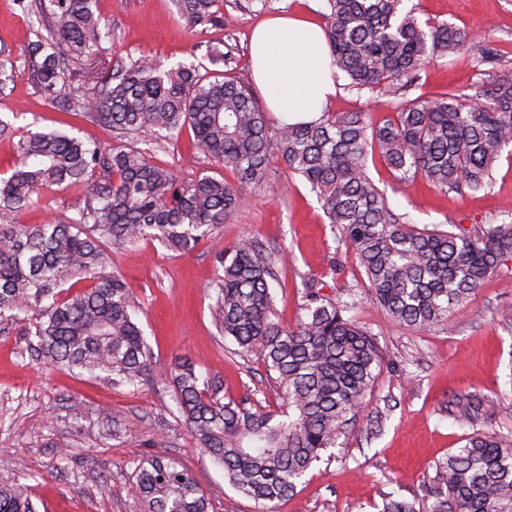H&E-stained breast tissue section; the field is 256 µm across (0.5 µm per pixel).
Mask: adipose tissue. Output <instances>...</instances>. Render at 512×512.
<instances>
[{"label":"adipose tissue","mask_w":512,"mask_h":512,"mask_svg":"<svg viewBox=\"0 0 512 512\" xmlns=\"http://www.w3.org/2000/svg\"><path fill=\"white\" fill-rule=\"evenodd\" d=\"M250 55L254 81L282 121L316 119L336 95L325 32L306 15L289 13L258 25Z\"/></svg>","instance_id":"1"}]
</instances>
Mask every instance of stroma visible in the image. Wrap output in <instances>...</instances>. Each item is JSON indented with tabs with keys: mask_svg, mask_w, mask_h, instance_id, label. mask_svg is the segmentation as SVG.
<instances>
[{
	"mask_svg": "<svg viewBox=\"0 0 512 512\" xmlns=\"http://www.w3.org/2000/svg\"><path fill=\"white\" fill-rule=\"evenodd\" d=\"M420 17H437L464 30H480L501 54L499 68L512 72V0H413ZM314 16L323 0H223L220 26L187 27L171 0H98L103 24L114 34L112 48L124 57L153 55L175 63L221 44L232 75L254 80L249 60L253 28L272 16L299 9ZM35 38L29 15L16 0H0V60L21 62ZM471 54L437 57L423 73L424 95L432 97L469 83ZM332 112L364 110L372 121L391 114L388 97L356 92L338 79ZM0 116L14 126L74 127L78 136L108 148L128 147L110 128L53 106L26 75L0 93ZM189 132L152 152L153 163L181 179L218 177L225 170L193 152ZM74 188L42 191L38 202L16 217L40 224L72 215ZM392 204L419 225L468 231L512 221V161L500 160L490 192L443 194L420 184L410 194L390 193ZM281 246L288 260L274 286L277 319L295 325L303 282L321 283L325 294L344 299L353 289L358 322L378 340L383 367L355 426L301 479L281 502H255L238 494L223 471L201 454L189 430L169 412L170 368L177 358L194 362L219 387L222 400L250 397L261 406L280 399L263 366L244 360L225 339L215 313L211 285L221 274L218 250L243 236ZM112 266L142 299L138 319L154 353L153 369L138 385L114 386L77 370L57 369L30 355L35 315L0 320V479L29 484L40 512H144L134 459L152 454L166 439L167 452L190 471L208 500L209 512H380L394 495L427 508L436 465L460 448L465 428L448 417L456 395L491 400L496 412L487 429L512 433V271L489 276L449 327L418 331L390 319L361 288L360 270L339 246L315 196L285 165L272 160L266 182L212 240L179 255L155 242L113 251ZM68 456H61V449ZM108 482L110 493L98 486Z\"/></svg>",
	"mask_w": 512,
	"mask_h": 512,
	"instance_id": "stroma-1",
	"label": "stroma"
}]
</instances>
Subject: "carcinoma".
<instances>
[{"label": "carcinoma", "instance_id": "carcinoma-1", "mask_svg": "<svg viewBox=\"0 0 512 512\" xmlns=\"http://www.w3.org/2000/svg\"><path fill=\"white\" fill-rule=\"evenodd\" d=\"M18 2L35 29L28 72L51 101L156 148L187 128L197 154L234 175L181 180L140 148L107 149L63 128L28 130L11 174L0 177V319L40 312L30 346L36 359L114 385L141 382L153 352L137 319L139 299L112 271L111 249L150 240L192 252L252 197L274 158L307 184L338 243L354 252L373 303L405 326L449 325L512 257V222L473 233L420 228L370 175L377 159L403 192L419 181L444 194L488 191L512 145V74L496 69L490 48L481 49V62L491 68L477 80L431 98L406 97L422 88L430 59L458 56L472 42L445 20L420 19L408 0H324L335 77L393 98L394 112L377 124L362 110L298 124L272 119L248 86L220 69L226 54L218 44L197 62L168 66L112 52L111 68L80 82V71L111 52L96 0ZM172 4L192 28L224 25L220 0ZM54 186L79 188L75 216L15 223ZM219 259L212 289L220 331L241 357L275 375L282 404L275 413L247 397L224 403L186 359L174 364L177 419L236 492L280 501L356 421L382 358L371 332L346 316L352 304L313 286L296 326L273 318L282 248L246 236ZM490 411L473 395L448 401V418L473 432L437 466L427 512H512V434L478 429ZM135 477L147 512H208L193 475L164 452L140 459ZM0 512L39 510L27 485L0 481Z\"/></svg>", "mask_w": 512, "mask_h": 512}]
</instances>
